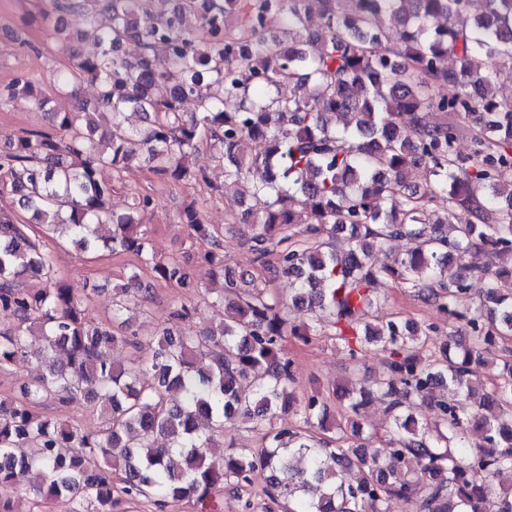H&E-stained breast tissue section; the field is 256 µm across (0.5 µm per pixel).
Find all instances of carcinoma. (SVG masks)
<instances>
[{
    "label": "carcinoma",
    "mask_w": 512,
    "mask_h": 512,
    "mask_svg": "<svg viewBox=\"0 0 512 512\" xmlns=\"http://www.w3.org/2000/svg\"><path fill=\"white\" fill-rule=\"evenodd\" d=\"M146 2L52 0L41 22L71 64L50 95L24 75L0 88V105L25 96L53 119L51 133L0 144V177L19 208L47 234L68 230L83 251L135 258L113 294L112 320L96 323L86 298L57 278L52 252L0 209V308L16 320L0 331V369L33 357L45 363L20 395L0 397V512H14L19 470L32 474L37 499L116 512L142 498L160 509L168 498L203 505L251 484L258 468L268 471L264 496L288 512H388L394 498L412 512H512V486L496 484L512 471V350L495 363L491 386H479L481 346L512 334V267L450 270L454 257L487 248L512 256V99L493 82L512 69V0H484L478 13L471 0H159L143 21ZM312 3L322 18L315 30ZM77 11L80 39L96 46L90 57L75 53L63 24ZM239 12L245 29L229 24ZM131 41L141 47L134 58L123 52ZM85 82L96 87L90 105L80 96ZM286 83L289 95L280 93ZM160 85L168 95H156ZM188 100L191 114L182 110ZM129 112L145 125H127ZM464 135L472 149L463 156L455 144ZM204 144L224 165L220 185L192 165ZM138 162L214 197L250 180L240 222L252 225L254 263L296 283L291 302L310 322L288 324L285 304L253 274L227 275L224 235L192 201L179 223L201 247L205 271L224 276L227 295L214 301L224 319L187 335L193 307L182 303L169 326L140 337L127 313L147 302L141 274L179 288L194 277L183 257L154 252L143 224L150 196L132 197L121 213L110 207L105 173ZM417 167L428 174L421 186L407 182ZM393 239L411 247L373 265L368 252ZM28 274L45 287H20ZM475 276L485 280L482 297L460 311L456 298ZM381 279L411 289L446 316L448 340L460 331L469 345L420 355L437 326L374 317ZM325 317L350 359L366 343L387 353L379 378L338 387L354 430L366 405H385L382 450L372 435L348 445L329 435L317 395L303 401L300 424L285 421L295 380L283 342H309ZM117 341L150 353L126 364L105 359L102 346ZM77 402L104 419L99 430L39 412ZM419 405L434 420L416 416ZM236 420L258 433L259 447L220 449L224 422Z\"/></svg>",
    "instance_id": "1"
}]
</instances>
